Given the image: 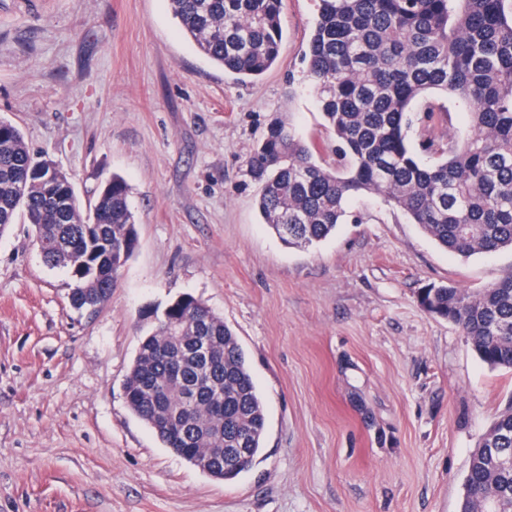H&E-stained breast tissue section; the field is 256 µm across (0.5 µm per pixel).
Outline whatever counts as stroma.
Masks as SVG:
<instances>
[{"mask_svg":"<svg viewBox=\"0 0 512 512\" xmlns=\"http://www.w3.org/2000/svg\"><path fill=\"white\" fill-rule=\"evenodd\" d=\"M314 0H283V41L240 81L182 35L168 0H0V117L81 199L120 174L139 243L111 301L69 302L30 225L0 234V512H460L471 455L512 407V369L425 312L475 292L512 249L468 258L367 195L325 241L284 245L245 161L267 128L335 146L309 90ZM191 294L244 349L267 429L224 481L165 448L123 383L154 311Z\"/></svg>","mask_w":512,"mask_h":512,"instance_id":"obj_1","label":"stroma"}]
</instances>
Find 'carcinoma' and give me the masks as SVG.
<instances>
[{
	"mask_svg": "<svg viewBox=\"0 0 512 512\" xmlns=\"http://www.w3.org/2000/svg\"><path fill=\"white\" fill-rule=\"evenodd\" d=\"M182 34L240 80L276 62L282 0H168ZM307 73L341 164L277 124L247 158L262 184L263 221L288 245L309 247L346 218L357 193L406 215L464 258L512 248V0H316ZM462 102L461 141L415 121ZM433 158L425 164L418 154ZM124 178L112 175L85 210L70 175L34 156L21 129L0 119V233L22 220L44 262L71 270V305L96 311L112 297L138 245ZM421 306L457 324L491 368H512V276L477 292L441 284ZM205 338L209 354L197 348ZM131 412L187 461L198 448L230 450L224 479L248 471L263 448L265 412L244 350L204 302L182 294L155 316L124 382ZM512 408L472 454L461 512H512Z\"/></svg>",
	"mask_w": 512,
	"mask_h": 512,
	"instance_id": "obj_1",
	"label": "carcinoma"
}]
</instances>
